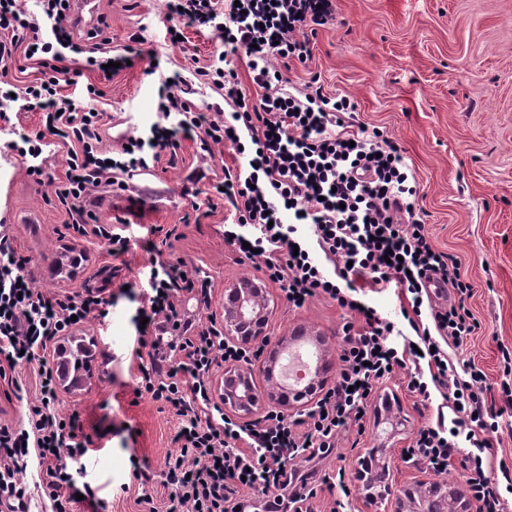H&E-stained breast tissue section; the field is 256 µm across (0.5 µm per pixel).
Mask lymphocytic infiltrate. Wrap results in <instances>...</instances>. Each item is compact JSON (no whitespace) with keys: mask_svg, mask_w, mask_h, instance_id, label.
<instances>
[{"mask_svg":"<svg viewBox=\"0 0 512 512\" xmlns=\"http://www.w3.org/2000/svg\"><path fill=\"white\" fill-rule=\"evenodd\" d=\"M39 9L35 15L25 0H0V64L8 65L22 46L38 67L53 71L23 94L42 110L44 127L70 144L55 188L69 229L85 239L107 240L113 257L128 253L129 238L100 223L91 210L93 192L149 171L174 146L177 133L200 128L213 142L236 145L246 136L255 147L248 172H228L211 184L233 208L226 229L233 244L254 249L267 280L294 307L323 296L365 319L346 336L336 384L321 390L300 418L289 421L271 411L241 423L215 400L210 375L216 361H246L250 350L225 341L216 325L181 320L177 304L193 279L183 265L152 258L148 285L138 293L137 316L147 321L135 351L138 389L170 406L180 429L174 437L178 449L161 474L165 506L157 508L145 492L136 499L142 512H238L247 504L248 489L265 493L268 512H311L310 477L289 468V461L328 453L337 433L365 412L376 385L403 368L409 371V392L439 398L436 419L417 430L410 456L439 474L461 457L478 512H512V501L492 476L498 470L510 477L512 468L493 452L499 424L488 403L487 375L474 362L455 364L448 354L480 327L465 305L472 286L457 257L432 245L414 211L413 173L391 142L353 130L350 99L327 96L319 86L297 97L270 66L274 57L310 59L309 43L299 34L324 25L333 15V0H167L170 44H177L186 26L221 33L232 49L246 50L252 82L262 95L252 100L225 88L230 109L196 112L183 96L184 78L175 77L159 87L162 122L149 138L128 139L117 151L106 143L99 89L87 85L80 102L64 95V87L74 83L64 61L67 54H82L87 67L98 71L112 60L126 63V56L113 54L104 27L85 37L76 33L65 0H39ZM302 224L310 226L326 259L337 263L336 279L301 246ZM11 232V225L0 224V380L17 367L35 365L39 399L27 407V430L0 423V512H30L31 494L19 475L33 457L50 512H74L77 501L95 498L79 484L93 441L78 413H58L57 373L47 350L78 324L105 319L112 302L89 289L52 294L36 287L26 259L10 245ZM434 285L452 288L456 301L425 306ZM394 286L411 296L403 315L414 336L400 345L393 341L394 322L357 299Z\"/></svg>","mask_w":512,"mask_h":512,"instance_id":"obj_1","label":"lymphocytic infiltrate"}]
</instances>
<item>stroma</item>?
Segmentation results:
<instances>
[{"instance_id": "35a3bbf8", "label": "stroma", "mask_w": 512, "mask_h": 512, "mask_svg": "<svg viewBox=\"0 0 512 512\" xmlns=\"http://www.w3.org/2000/svg\"><path fill=\"white\" fill-rule=\"evenodd\" d=\"M97 2L113 47H126L136 34L142 52L132 67L108 77L83 71L67 89L76 97L86 85L96 86L106 125L136 137L157 121L159 82L144 73L151 51L164 75L186 79L196 111H210L220 102L217 89L194 77L197 67L223 50L220 40L188 28L181 46L168 47L166 0ZM335 6L334 19L308 36L310 59L279 60L275 66L296 96H303L315 77L327 95L349 97L356 105L355 124L382 133L401 150L418 182L417 207L433 246L459 257L461 274L473 287L467 305L480 328L451 356L474 360L487 374L495 407H502V352L512 351V0H335ZM42 130L39 110L13 105L0 115V222L12 225V246L28 258L37 287L64 293L91 286L102 296L118 297L105 322L90 321L63 338V345L76 339L96 354L78 387L59 389V409L79 412L85 433L96 439L86 480L103 499L104 512H139L136 490H120L130 480L129 456L137 454L162 473L177 450L178 421L165 404L137 392L138 303L120 288L146 287L153 251L188 270H202L210 307L198 306L194 294L186 293L182 309L205 326L210 315L223 314L225 289L261 277L257 264L224 239L228 202L203 194L225 168L243 165L244 159L228 142L202 149L205 134L198 130L179 138L126 190L96 193L101 222L127 225L131 249L115 260L106 241L85 240L65 228L68 216L53 182L64 175L66 146L59 143L46 152L47 179L40 183L26 161L7 149L12 135ZM172 228L177 237H166ZM266 291L270 342L289 338L296 325L307 326L324 339L327 377L336 382L349 314L322 297L295 308L278 288L270 285ZM15 376L19 396L9 395L8 384L0 381V422L19 429L27 405L39 394L32 368ZM405 377V371H397L377 388L362 421L340 431L331 452L300 465L304 472L343 474L351 489L348 512H367L358 472L369 449L383 444L394 450L398 486L465 480L460 464L440 476L405 456L417 429L435 411L407 390Z\"/></svg>"}]
</instances>
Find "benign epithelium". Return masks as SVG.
I'll return each mask as SVG.
<instances>
[{"mask_svg":"<svg viewBox=\"0 0 512 512\" xmlns=\"http://www.w3.org/2000/svg\"><path fill=\"white\" fill-rule=\"evenodd\" d=\"M269 301L266 289L245 280L225 290L224 337L242 346L267 344L264 336ZM324 383L321 375L312 376L302 387H281L268 383L265 396L272 403L288 409H300L312 403L313 386ZM224 409L238 416H250L261 406L252 383L251 371L239 367L229 369L224 377ZM379 454L376 470L365 477V503L371 512H470L468 495L457 482H419L400 493L390 479L391 455L385 448Z\"/></svg>","mask_w":512,"mask_h":512,"instance_id":"benign-epithelium-1","label":"benign epithelium"}]
</instances>
